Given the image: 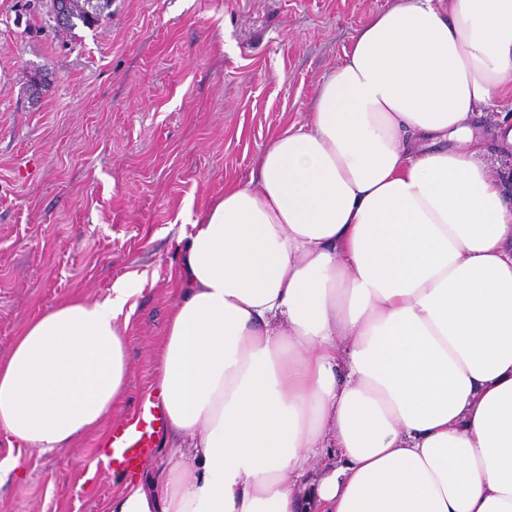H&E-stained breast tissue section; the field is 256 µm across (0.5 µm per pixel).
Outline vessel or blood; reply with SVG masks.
Masks as SVG:
<instances>
[{
    "label": "vessel or blood",
    "instance_id": "1",
    "mask_svg": "<svg viewBox=\"0 0 512 512\" xmlns=\"http://www.w3.org/2000/svg\"><path fill=\"white\" fill-rule=\"evenodd\" d=\"M164 415L159 398L142 400L134 415L112 428L98 447L108 449L107 467L113 473L130 478L137 474L163 430Z\"/></svg>",
    "mask_w": 512,
    "mask_h": 512
}]
</instances>
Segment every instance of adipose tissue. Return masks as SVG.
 <instances>
[{
	"instance_id": "ef3b65f1",
	"label": "adipose tissue",
	"mask_w": 512,
	"mask_h": 512,
	"mask_svg": "<svg viewBox=\"0 0 512 512\" xmlns=\"http://www.w3.org/2000/svg\"><path fill=\"white\" fill-rule=\"evenodd\" d=\"M492 104L512 0H396L357 31L194 221L156 370L167 475L109 512H512V202L473 145ZM138 292L20 328L1 464L104 435Z\"/></svg>"
}]
</instances>
